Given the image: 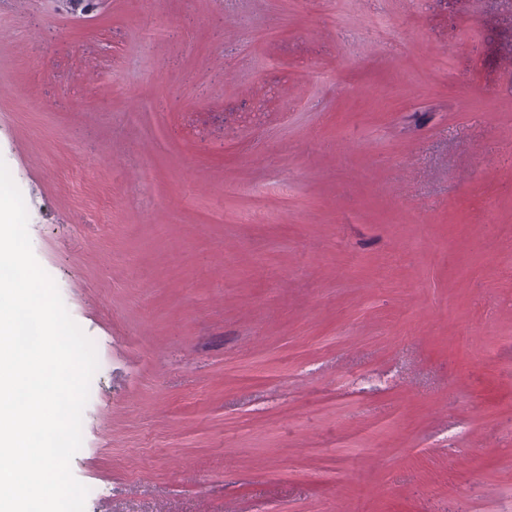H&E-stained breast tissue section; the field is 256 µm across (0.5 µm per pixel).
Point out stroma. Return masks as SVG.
I'll return each mask as SVG.
<instances>
[{
  "label": "stroma",
  "instance_id": "1",
  "mask_svg": "<svg viewBox=\"0 0 512 512\" xmlns=\"http://www.w3.org/2000/svg\"><path fill=\"white\" fill-rule=\"evenodd\" d=\"M0 159L85 512H512V0H0Z\"/></svg>",
  "mask_w": 512,
  "mask_h": 512
}]
</instances>
